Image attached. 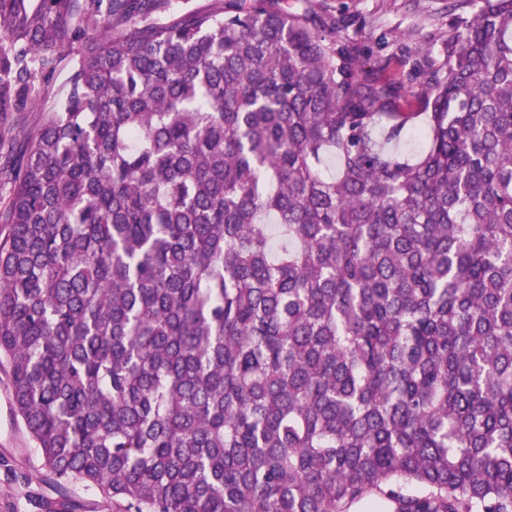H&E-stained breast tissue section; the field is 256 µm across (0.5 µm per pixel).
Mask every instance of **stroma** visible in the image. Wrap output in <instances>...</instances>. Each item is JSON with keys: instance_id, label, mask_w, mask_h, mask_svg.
I'll list each match as a JSON object with an SVG mask.
<instances>
[{"instance_id": "1", "label": "stroma", "mask_w": 512, "mask_h": 512, "mask_svg": "<svg viewBox=\"0 0 512 512\" xmlns=\"http://www.w3.org/2000/svg\"><path fill=\"white\" fill-rule=\"evenodd\" d=\"M334 11L352 17L348 34L376 62L375 78L402 77L420 61V47L448 28V0H326ZM71 73L69 62L39 82L27 112H0V164L18 165L27 132L41 113L53 111ZM117 512L101 492L82 483L62 484L42 467L40 453L12 405V384L0 367V512Z\"/></svg>"}]
</instances>
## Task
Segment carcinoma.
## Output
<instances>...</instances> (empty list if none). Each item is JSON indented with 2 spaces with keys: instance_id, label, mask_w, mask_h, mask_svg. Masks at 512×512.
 <instances>
[{
  "instance_id": "cac0c4a2",
  "label": "carcinoma",
  "mask_w": 512,
  "mask_h": 512,
  "mask_svg": "<svg viewBox=\"0 0 512 512\" xmlns=\"http://www.w3.org/2000/svg\"><path fill=\"white\" fill-rule=\"evenodd\" d=\"M167 2L0 0V112L85 48L0 213L43 467L122 512H512V0H448L417 112L319 0Z\"/></svg>"
}]
</instances>
